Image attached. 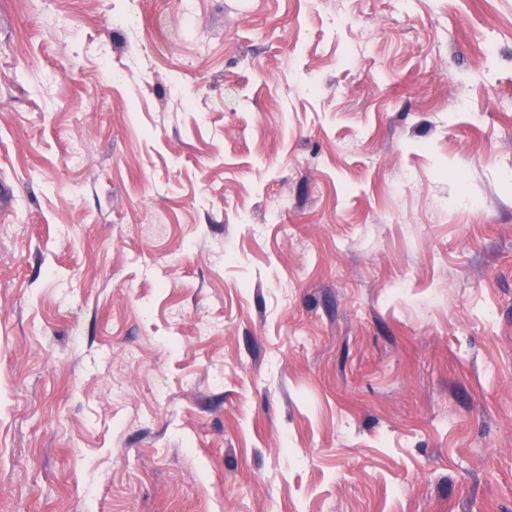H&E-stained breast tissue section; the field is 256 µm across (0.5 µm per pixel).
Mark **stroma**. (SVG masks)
Masks as SVG:
<instances>
[{
	"mask_svg": "<svg viewBox=\"0 0 512 512\" xmlns=\"http://www.w3.org/2000/svg\"><path fill=\"white\" fill-rule=\"evenodd\" d=\"M1 183L0 512H512V0H0Z\"/></svg>",
	"mask_w": 512,
	"mask_h": 512,
	"instance_id": "stroma-1",
	"label": "stroma"
}]
</instances>
